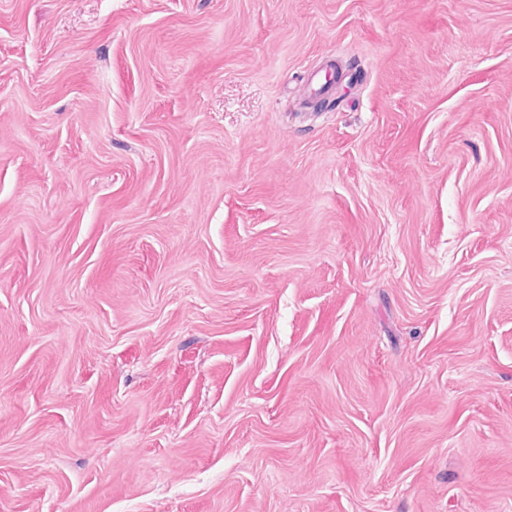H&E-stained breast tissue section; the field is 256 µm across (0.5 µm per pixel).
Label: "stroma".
Segmentation results:
<instances>
[{
    "instance_id": "stroma-1",
    "label": "stroma",
    "mask_w": 512,
    "mask_h": 512,
    "mask_svg": "<svg viewBox=\"0 0 512 512\" xmlns=\"http://www.w3.org/2000/svg\"><path fill=\"white\" fill-rule=\"evenodd\" d=\"M0 512H512V0H0Z\"/></svg>"
}]
</instances>
